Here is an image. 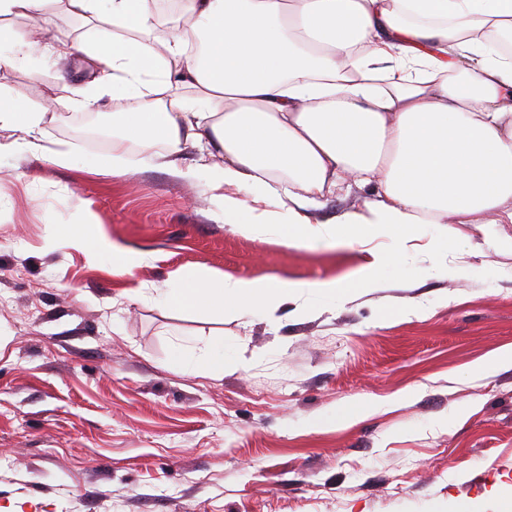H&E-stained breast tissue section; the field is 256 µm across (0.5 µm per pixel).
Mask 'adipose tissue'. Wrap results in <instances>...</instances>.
Listing matches in <instances>:
<instances>
[{
    "label": "adipose tissue",
    "mask_w": 512,
    "mask_h": 512,
    "mask_svg": "<svg viewBox=\"0 0 512 512\" xmlns=\"http://www.w3.org/2000/svg\"><path fill=\"white\" fill-rule=\"evenodd\" d=\"M53 3L104 23L42 50L80 59L121 97L113 148L132 143L176 176L206 175L238 233L271 226L291 245L379 233L400 255L420 224H512V54L494 48L512 35V0H182L187 21L176 25L156 0H0V17L36 19ZM75 93L58 84L38 108L0 94V130L16 131L14 149L67 166L69 152L45 151L39 134L46 112L97 107ZM188 142L207 157L184 169ZM346 180L377 185L381 200L314 221ZM244 187L254 202L237 197ZM66 232L90 257L110 252L114 273L144 261L106 246L93 224ZM171 279L168 308L228 318L275 310L301 289L205 268Z\"/></svg>",
    "instance_id": "obj_1"
}]
</instances>
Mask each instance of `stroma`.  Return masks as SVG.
Instances as JSON below:
<instances>
[{"instance_id": "35a3bbf8", "label": "stroma", "mask_w": 512, "mask_h": 512, "mask_svg": "<svg viewBox=\"0 0 512 512\" xmlns=\"http://www.w3.org/2000/svg\"><path fill=\"white\" fill-rule=\"evenodd\" d=\"M15 52L0 92L23 105L90 74ZM48 113L65 167L0 152V512H498L512 497V224H422L381 285L332 302L316 284L362 279L386 237L295 246L225 224L205 180H184ZM96 222L145 253L114 274L61 236ZM451 231L447 275L423 274ZM302 283L274 314L165 308L177 269ZM143 289L130 300L132 289ZM410 301L419 313L404 314ZM224 343V368L182 373L174 344ZM376 402L353 423L344 407Z\"/></svg>"}]
</instances>
